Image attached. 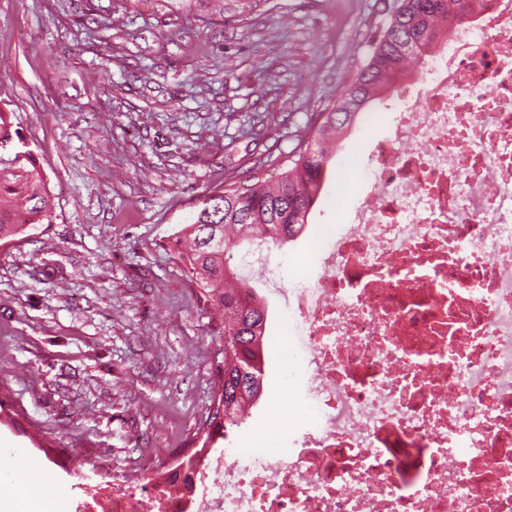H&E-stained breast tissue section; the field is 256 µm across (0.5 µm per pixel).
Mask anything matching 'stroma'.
<instances>
[{
  "instance_id": "1",
  "label": "stroma",
  "mask_w": 512,
  "mask_h": 512,
  "mask_svg": "<svg viewBox=\"0 0 512 512\" xmlns=\"http://www.w3.org/2000/svg\"><path fill=\"white\" fill-rule=\"evenodd\" d=\"M389 0H252L210 19L136 0H0V109L48 182L53 221L0 248V462L36 461L65 485L98 459L134 477L142 457L194 453L222 360L175 234L211 190L287 161L342 97ZM329 163L303 234L276 251L282 287L314 281L315 246L360 198ZM264 391L222 441L268 429L293 445L282 392L291 320L269 287Z\"/></svg>"
}]
</instances>
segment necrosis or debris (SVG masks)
Listing matches in <instances>:
<instances>
[{"instance_id":"necrosis-or-debris-1","label":"necrosis or debris","mask_w":512,"mask_h":512,"mask_svg":"<svg viewBox=\"0 0 512 512\" xmlns=\"http://www.w3.org/2000/svg\"><path fill=\"white\" fill-rule=\"evenodd\" d=\"M362 133L376 201L293 291L299 447L261 433L130 485L82 474L72 512H512V0H485Z\"/></svg>"}]
</instances>
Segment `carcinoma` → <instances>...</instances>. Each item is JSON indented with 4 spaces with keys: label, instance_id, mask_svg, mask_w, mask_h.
Wrapping results in <instances>:
<instances>
[{
    "label": "carcinoma",
    "instance_id": "carcinoma-1",
    "mask_svg": "<svg viewBox=\"0 0 512 512\" xmlns=\"http://www.w3.org/2000/svg\"><path fill=\"white\" fill-rule=\"evenodd\" d=\"M159 3L173 15H224V0H141ZM482 0H397L386 30L371 44L367 63L336 105L320 114L312 140L300 146L286 170L266 161V175L209 192L194 221L176 236L184 271L197 284L199 300L222 310L223 357L218 390L198 429L206 448L214 437L227 439L246 420L245 406L263 393L264 341L268 308L248 282L224 263V253L254 232L278 247L295 241L307 225L326 179L327 144L352 125L367 106L405 70L409 60L428 52ZM52 222L46 180L31 149L23 144L11 116L0 110V247L26 230Z\"/></svg>",
    "mask_w": 512,
    "mask_h": 512
}]
</instances>
